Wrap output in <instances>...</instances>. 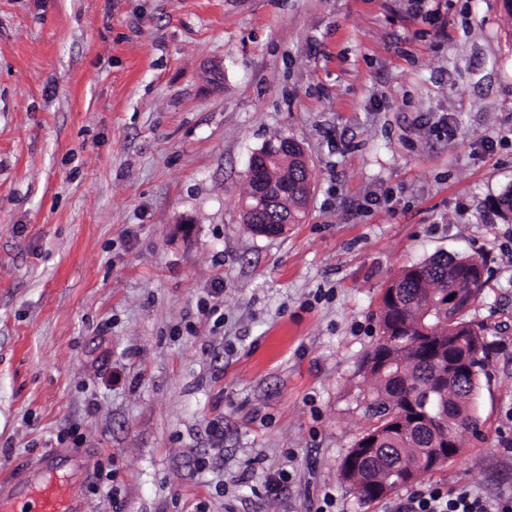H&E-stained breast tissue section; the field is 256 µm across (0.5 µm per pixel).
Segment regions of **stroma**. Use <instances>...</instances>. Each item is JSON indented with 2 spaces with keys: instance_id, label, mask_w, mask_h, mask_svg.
<instances>
[{
  "instance_id": "stroma-1",
  "label": "stroma",
  "mask_w": 512,
  "mask_h": 512,
  "mask_svg": "<svg viewBox=\"0 0 512 512\" xmlns=\"http://www.w3.org/2000/svg\"><path fill=\"white\" fill-rule=\"evenodd\" d=\"M279 136L307 215L256 236ZM510 188L503 0H0V479L72 448L84 512H387L341 462L383 293L444 253L491 348L425 482L512 495ZM264 157L265 154L260 150L252 156L247 169V181L251 184L250 192L257 186L259 193L264 196L265 203L273 207L281 201L284 191L274 179L265 175L272 168L267 163L264 166L261 165L260 160Z\"/></svg>"
}]
</instances>
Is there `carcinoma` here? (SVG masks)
<instances>
[{
  "label": "carcinoma",
  "instance_id": "carcinoma-1",
  "mask_svg": "<svg viewBox=\"0 0 512 512\" xmlns=\"http://www.w3.org/2000/svg\"><path fill=\"white\" fill-rule=\"evenodd\" d=\"M302 155L301 147L290 143L284 152L288 165L272 164L276 171L288 169L289 182L300 184L299 197L288 196L278 212L266 210L254 216V223L249 225L253 233L261 232L262 224H272L273 232L281 234L285 223L302 222L305 183L311 181L309 169L300 160ZM473 270L484 272L483 261L472 256L433 258L404 268L397 277L394 285L402 306L392 307L387 297H382L381 330L396 343L391 348L377 346L368 355V364L389 361L391 366L383 374L366 370L369 389L361 402L362 413L370 422L365 435L377 434L379 445L361 455L357 470L344 474L362 500L377 498L373 493L377 488L385 495L408 483L411 466L417 472L416 480H421L431 472L429 465L422 464L429 449L450 435L463 448L464 434L478 431L472 384L459 389L441 385L439 365L421 343L425 326L433 337L444 340L452 332L457 336L484 333V325L469 318L471 306L485 284L482 278L469 277Z\"/></svg>",
  "mask_w": 512,
  "mask_h": 512
}]
</instances>
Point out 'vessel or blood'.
I'll list each match as a JSON object with an SVG mask.
<instances>
[{"label": "vessel or blood", "instance_id": "vessel-or-blood-1", "mask_svg": "<svg viewBox=\"0 0 512 512\" xmlns=\"http://www.w3.org/2000/svg\"><path fill=\"white\" fill-rule=\"evenodd\" d=\"M91 479L81 456L49 450L23 476L0 482V512H83L77 487Z\"/></svg>", "mask_w": 512, "mask_h": 512}]
</instances>
